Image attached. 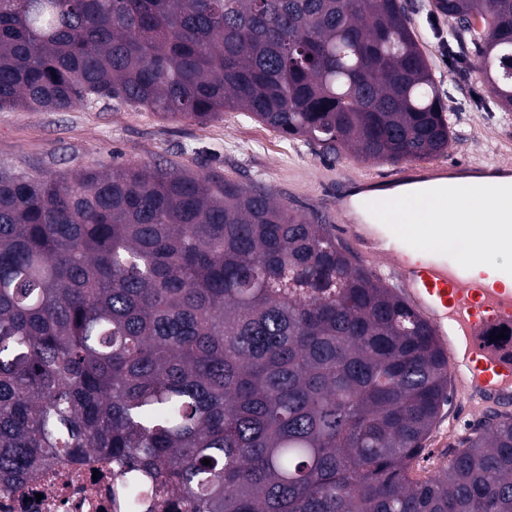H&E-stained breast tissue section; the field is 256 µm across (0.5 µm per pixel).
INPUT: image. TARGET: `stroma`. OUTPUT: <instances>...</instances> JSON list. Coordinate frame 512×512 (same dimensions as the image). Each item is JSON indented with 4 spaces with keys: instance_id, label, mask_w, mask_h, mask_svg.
<instances>
[{
    "instance_id": "obj_1",
    "label": "stroma",
    "mask_w": 512,
    "mask_h": 512,
    "mask_svg": "<svg viewBox=\"0 0 512 512\" xmlns=\"http://www.w3.org/2000/svg\"><path fill=\"white\" fill-rule=\"evenodd\" d=\"M410 18L443 93L453 135L433 166H512V112L493 99L476 68L474 50L449 53L443 39L447 18L430 14L429 0H408ZM156 162L180 172L215 171L248 184H265L277 199L302 213L320 211L335 221L338 177L380 179L388 163H368L320 154L304 141L228 110L202 124L168 121L121 103L55 112H0V171L38 167L71 172L112 163ZM451 402L437 419L422 455L417 478L447 462L450 444L481 423L485 411L449 384Z\"/></svg>"
}]
</instances>
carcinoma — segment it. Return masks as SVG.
Wrapping results in <instances>:
<instances>
[{"label":"carcinoma","instance_id":"obj_1","mask_svg":"<svg viewBox=\"0 0 512 512\" xmlns=\"http://www.w3.org/2000/svg\"><path fill=\"white\" fill-rule=\"evenodd\" d=\"M432 6L512 110V0ZM112 100L373 162L452 136L402 0H0V112ZM447 403L428 323L266 188L0 172L1 485L91 453L147 512H512L511 415L413 477Z\"/></svg>","mask_w":512,"mask_h":512}]
</instances>
